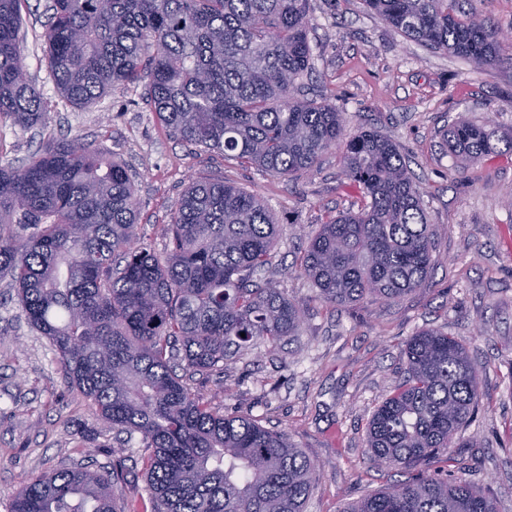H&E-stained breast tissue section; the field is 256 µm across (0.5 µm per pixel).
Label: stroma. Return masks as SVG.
<instances>
[{
    "label": "stroma",
    "instance_id": "35a3bbf8",
    "mask_svg": "<svg viewBox=\"0 0 512 512\" xmlns=\"http://www.w3.org/2000/svg\"><path fill=\"white\" fill-rule=\"evenodd\" d=\"M50 0H26L21 29L27 74L44 123L0 119V164L19 168L49 140L76 138L121 162L138 209L137 243L165 255L163 227L195 178L258 193L280 224L269 266L256 275L305 311L298 335L271 351L253 345L220 373L185 374L192 392L227 416L286 433L317 468L304 512H342L406 472L372 466L368 421L404 377L403 349L423 328L448 332L481 372L480 410L453 449L452 475L471 480L512 512V158L488 156L458 170L442 144L464 118L512 129V61L477 68L404 37L364 0H309L312 68L302 95L344 112L346 135L370 129L393 140L421 187L436 233L426 287L395 302H324L297 266L321 224L357 209L362 190L342 173L339 149L311 170L275 178L220 152L182 142L158 124L143 84L116 87L77 107L49 76L44 33ZM139 440L97 424L91 402L65 378L48 339L28 323L10 278L0 279V512L36 476L63 467L117 468L119 505L146 497Z\"/></svg>",
    "mask_w": 512,
    "mask_h": 512
}]
</instances>
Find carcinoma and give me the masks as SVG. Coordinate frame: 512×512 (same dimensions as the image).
<instances>
[{
  "mask_svg": "<svg viewBox=\"0 0 512 512\" xmlns=\"http://www.w3.org/2000/svg\"><path fill=\"white\" fill-rule=\"evenodd\" d=\"M0 0V117L24 128L45 108L23 77L22 3ZM405 37L477 66L502 61L501 31L460 0H364ZM49 75L77 107L146 80L173 136L285 177L343 147V174L365 204L321 225L300 268L327 303L396 301L428 281L434 237L397 145L373 130L345 138L336 107L300 97L311 68L308 0H52ZM460 163L512 155V130L457 120L445 130ZM134 184L123 164L76 138L0 166V275L47 337L95 420L141 436L148 498L120 506L119 474L75 468L14 491L10 512H303L316 468L282 432L214 411L176 366L209 374L254 343L297 334L303 309L254 281L278 224L259 194L195 180L165 225V259L135 245ZM405 379L374 410L369 460L426 470L465 447L481 401L466 348L426 328L404 349ZM346 512H496L475 484L438 473L391 484Z\"/></svg>",
  "mask_w": 512,
  "mask_h": 512,
  "instance_id": "1",
  "label": "carcinoma"
}]
</instances>
